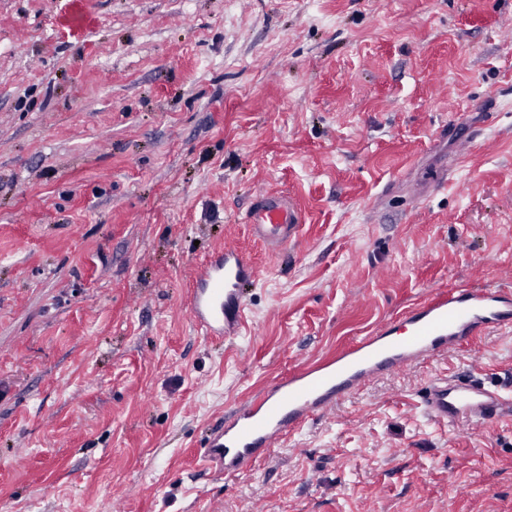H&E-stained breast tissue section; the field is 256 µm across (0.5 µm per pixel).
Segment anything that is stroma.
Segmentation results:
<instances>
[{"label": "stroma", "instance_id": "35a3bbf8", "mask_svg": "<svg viewBox=\"0 0 512 512\" xmlns=\"http://www.w3.org/2000/svg\"><path fill=\"white\" fill-rule=\"evenodd\" d=\"M512 0H0V512H512V416L430 422L372 382L255 469L209 425L431 292L512 270ZM301 210L277 252L256 189ZM231 246L248 323L188 292ZM464 487V495L454 486ZM256 277L249 254L224 248L213 255L200 267L190 293L192 321L208 336H237L246 319V288Z\"/></svg>", "mask_w": 512, "mask_h": 512}]
</instances>
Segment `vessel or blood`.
Wrapping results in <instances>:
<instances>
[{
  "mask_svg": "<svg viewBox=\"0 0 512 512\" xmlns=\"http://www.w3.org/2000/svg\"><path fill=\"white\" fill-rule=\"evenodd\" d=\"M247 222L264 245L276 250L296 239L302 216L291 199L263 192ZM256 277L249 254L228 248L213 255L201 266L190 293L195 325L209 336L238 335L246 319V289ZM491 333H512L511 288L437 291L336 354L299 367L235 405L210 429L201 459L222 476L248 472L287 434L334 413L371 381L406 373ZM420 408L436 424L477 430L503 412L512 413V396L480 383L440 377L426 389Z\"/></svg>",
  "mask_w": 512,
  "mask_h": 512,
  "instance_id": "b4317fda",
  "label": "vessel or blood"
}]
</instances>
